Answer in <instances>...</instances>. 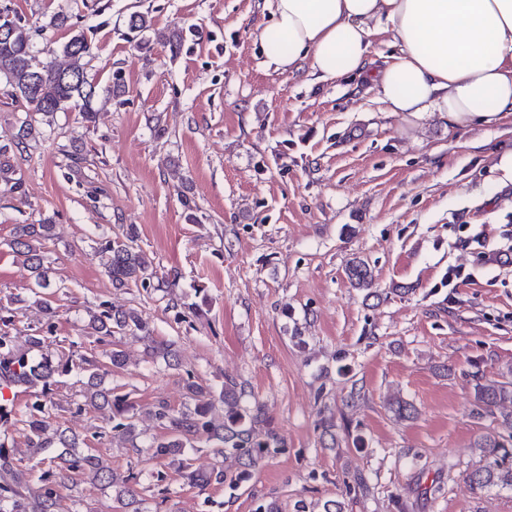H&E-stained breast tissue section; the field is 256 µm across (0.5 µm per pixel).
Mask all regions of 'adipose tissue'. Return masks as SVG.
Wrapping results in <instances>:
<instances>
[{
  "instance_id": "obj_1",
  "label": "adipose tissue",
  "mask_w": 512,
  "mask_h": 512,
  "mask_svg": "<svg viewBox=\"0 0 512 512\" xmlns=\"http://www.w3.org/2000/svg\"><path fill=\"white\" fill-rule=\"evenodd\" d=\"M382 35L398 51L368 71ZM258 37L276 69L369 74L394 113L460 127L512 113V0H273Z\"/></svg>"
}]
</instances>
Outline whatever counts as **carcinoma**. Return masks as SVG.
<instances>
[{
    "instance_id": "carcinoma-1",
    "label": "carcinoma",
    "mask_w": 512,
    "mask_h": 512,
    "mask_svg": "<svg viewBox=\"0 0 512 512\" xmlns=\"http://www.w3.org/2000/svg\"><path fill=\"white\" fill-rule=\"evenodd\" d=\"M48 25L69 33L62 45L63 54L70 59L64 68L40 57L33 49L30 28L0 11V28L6 27L11 33L10 38L0 39V77L8 81L13 96L34 111L52 114L79 105L83 120L91 123V104L98 93V84L90 78L84 62L92 55L91 43L64 13L52 14ZM157 38L172 55L180 52V29L159 32ZM39 134L40 130L26 120L13 141L0 145L1 179L8 181L15 173L11 153L23 149L26 140ZM53 239L52 224H17L8 242L10 249L24 258L33 287L44 293L37 300L43 320L29 327L22 342L13 335L12 305L23 299L9 297L0 301V512H79L78 500L73 499L66 506L62 495V490L71 489L75 474L90 485L112 489L125 512H144L134 473L118 476L87 437L62 427L58 412L64 409L72 413H109L106 427L97 439L124 440L130 443L133 454L167 462L201 491L215 486L238 490L251 479L262 459L286 447L285 440L266 426L261 406L243 405L246 384L235 377L226 376L220 386L213 387L196 381L192 371H185L187 401L178 409L164 399H157L144 409L131 393H119L106 385L107 376L125 367L119 338L125 331L138 332L146 341V357L171 369L182 367L178 346L173 340H156L150 323L136 309L117 308L107 301L101 303L100 311L90 315L85 325L86 336L106 346L102 357L85 349L86 336L56 339L58 310L49 289L58 284L50 279L46 265V245ZM101 252L106 257L105 272L112 287H153L151 279L157 272L153 261L136 244L134 228H128L121 238L101 243ZM346 273L351 286L365 292V297L378 296L373 273L363 260L351 259ZM65 377L75 378L73 385L77 390L63 405L56 398V390ZM12 387L30 390V401L24 407L18 408L13 400L4 397L3 389ZM475 400L495 414L499 406L512 405V381L476 384ZM143 414L159 429V434L144 444L138 441V422ZM501 425L505 433L484 435L475 443L480 463L467 474L474 490H512V412L502 415ZM15 431L26 437L29 456L13 454L10 445ZM202 442L218 455L234 459L236 468L231 470L219 463L206 472L192 470L190 453Z\"/></svg>"
}]
</instances>
